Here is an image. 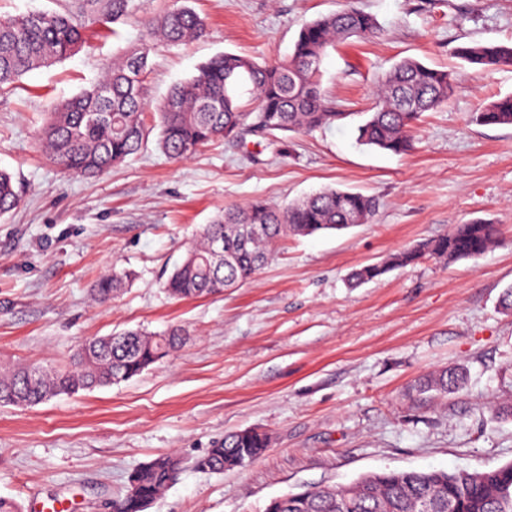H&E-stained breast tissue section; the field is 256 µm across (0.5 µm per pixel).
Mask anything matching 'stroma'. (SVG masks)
<instances>
[{"instance_id": "1", "label": "stroma", "mask_w": 512, "mask_h": 512, "mask_svg": "<svg viewBox=\"0 0 512 512\" xmlns=\"http://www.w3.org/2000/svg\"><path fill=\"white\" fill-rule=\"evenodd\" d=\"M76 55L0 90V169L22 201L0 217V367H68L87 341L123 330L181 327V346L129 381L32 407L0 406V499L18 512H111L130 475L174 454L176 480L147 512H261L271 498L382 470L483 471L512 462V125L477 123L512 94V70L460 68L466 42L512 43V0H356L380 28L328 49L321 86L335 125L312 134L221 140L174 161L150 132L143 149L97 177L43 154L56 105L148 41L144 18L174 0H139ZM204 37L155 44L146 87H169L230 51L287 59L302 25L345 0H189ZM410 57L457 70L459 87L425 113L414 147L357 145L355 127L379 81ZM379 199L372 221L283 239L246 285L170 298L163 281L224 208L281 207L322 188ZM484 220L501 228L481 256L426 257L358 287L349 274L401 249ZM133 280L108 304L90 289L107 269ZM443 366L465 372L435 402L414 382ZM256 428L270 445L245 467L201 472L194 459L224 434Z\"/></svg>"}]
</instances>
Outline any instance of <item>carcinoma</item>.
I'll return each mask as SVG.
<instances>
[{
  "instance_id": "obj_1",
  "label": "carcinoma",
  "mask_w": 512,
  "mask_h": 512,
  "mask_svg": "<svg viewBox=\"0 0 512 512\" xmlns=\"http://www.w3.org/2000/svg\"><path fill=\"white\" fill-rule=\"evenodd\" d=\"M137 0H73L62 11H28L0 18V89L26 72L75 55L86 32L105 22L136 15ZM158 42L183 44L200 39L206 23L192 8L174 6L147 21ZM376 19L349 4L302 25L288 59L261 64L225 52L176 84L158 106V145L180 161L200 147L222 139L244 141L249 134L309 133L336 123L339 113L321 92L320 65L339 40L377 34ZM152 45L127 51L98 81L51 113L40 132L47 159L70 174L99 175L136 155L148 137L149 105L145 75ZM456 54L466 64L487 70L512 69V44L462 45ZM456 76L414 58L397 62L382 78L377 102L357 127L356 142L402 154L413 145V132L425 112L456 91ZM477 121L512 125V96L483 107ZM13 175L0 170V216L20 205ZM378 199L360 192L325 188L285 208L262 201L228 208L205 225L165 283L178 299L219 294L243 285L268 263L276 243L287 235L308 237L369 223ZM498 226L481 221L457 225L447 236L399 250L383 264L354 270L351 284L372 280L391 268L426 256L454 261L484 254L498 243ZM128 279L112 270L95 284L101 304ZM183 330L170 327L156 336L127 330L94 338L77 352L71 366L49 370L24 366L0 374V404L32 406L59 394H75L128 381L169 356L182 342ZM462 372L442 368L418 380L423 393L446 394L459 388ZM270 438L254 428L224 435L194 462L203 472L222 473L263 455ZM180 460L159 457L133 472L112 512H145L176 478ZM512 512V463L483 472L382 471L347 485L307 488L274 497L264 512Z\"/></svg>"
}]
</instances>
